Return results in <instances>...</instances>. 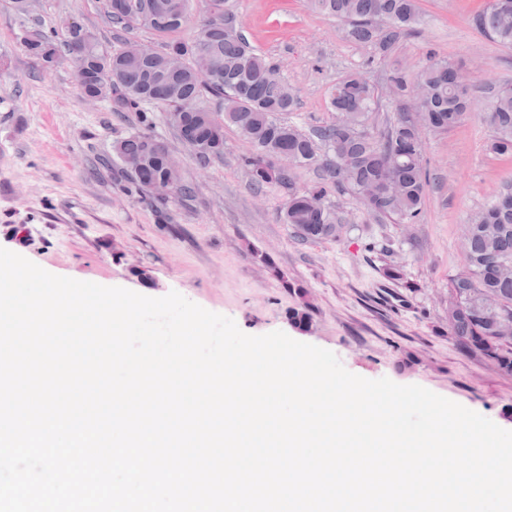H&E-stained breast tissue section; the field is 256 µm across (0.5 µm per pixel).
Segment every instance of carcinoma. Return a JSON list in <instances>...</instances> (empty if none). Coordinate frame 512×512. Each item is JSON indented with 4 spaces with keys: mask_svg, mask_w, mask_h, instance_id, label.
<instances>
[{
    "mask_svg": "<svg viewBox=\"0 0 512 512\" xmlns=\"http://www.w3.org/2000/svg\"><path fill=\"white\" fill-rule=\"evenodd\" d=\"M171 0H129L127 14L108 12L112 22L126 30L146 28L167 38L163 49L135 58L124 50L102 45L96 33L83 26L61 27V38L50 39L36 30L29 55L46 65L62 55L98 61L110 77L94 86L101 99L116 91L120 102L136 106L154 102L169 108L173 126L182 137L198 139V159L224 153V126L249 135L253 152L245 158L252 184L262 188L287 183V176L274 166V157L287 151L296 167H321L327 179L303 191H293L283 211V222L296 237L317 241L339 236L340 212L326 202L329 192L352 195L368 213L395 218L400 224L419 219L427 190L423 151L415 133L423 129L445 131L467 116L473 89L456 81L457 68L448 60H432L412 75L400 67L388 75L394 97L406 100L414 88L424 102V111L405 113L383 130L371 128L369 119L378 107L375 89L353 73L336 83L330 103L342 121L319 128L316 137L277 118L296 105L295 96L276 65L260 54L237 31L235 16L215 0L224 15L210 19L192 38L179 37L191 10L190 0H180L181 12L166 9ZM308 8L347 23L349 37L373 45L386 55L401 35L417 32V0H307ZM478 27L492 40L512 47V0H495L476 16ZM183 59L173 71L168 57ZM209 95L219 101L220 111L186 112V100ZM486 121L493 131L488 149L512 156V86L494 96ZM328 148L322 157L317 143ZM115 150L138 184L151 187L168 179H180L181 160L168 145L147 133L133 134L115 145ZM464 268L448 288V338L465 352L494 361L505 374H512V185H507L488 207L476 212L463 237ZM311 305L300 300L290 312V321L307 329Z\"/></svg>",
    "mask_w": 512,
    "mask_h": 512,
    "instance_id": "1",
    "label": "carcinoma"
}]
</instances>
